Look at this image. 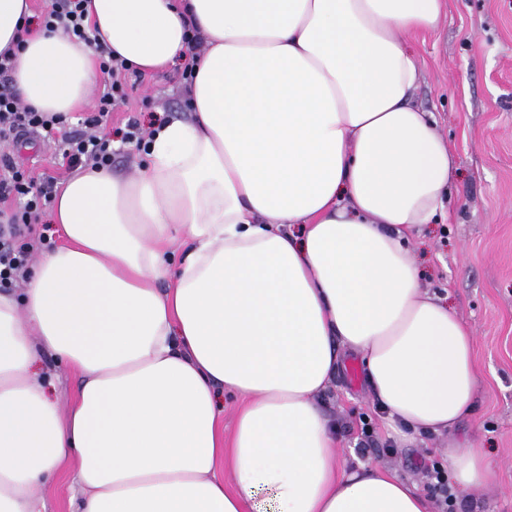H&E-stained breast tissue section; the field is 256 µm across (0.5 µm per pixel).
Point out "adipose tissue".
<instances>
[{"label": "adipose tissue", "mask_w": 512, "mask_h": 512, "mask_svg": "<svg viewBox=\"0 0 512 512\" xmlns=\"http://www.w3.org/2000/svg\"><path fill=\"white\" fill-rule=\"evenodd\" d=\"M445 0H87L99 43L134 70L205 44L190 117L155 126L141 174L80 169L51 216L64 242L23 294L0 291V512H432L375 465L343 463L319 401L342 351L402 440L474 407L470 327L420 286L410 234L445 209L457 158L412 95L404 36ZM0 0V52L24 36V103L89 102L93 50L25 31ZM78 377L60 410L42 355ZM240 398L231 434L221 393ZM459 491L490 486L484 449L448 445ZM69 497V482L66 475L62 474L46 494L47 511L68 512L70 510Z\"/></svg>", "instance_id": "1"}]
</instances>
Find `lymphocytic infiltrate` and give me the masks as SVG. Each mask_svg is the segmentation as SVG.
<instances>
[{
    "mask_svg": "<svg viewBox=\"0 0 512 512\" xmlns=\"http://www.w3.org/2000/svg\"><path fill=\"white\" fill-rule=\"evenodd\" d=\"M85 0H52L42 16L47 30L63 29L82 41H89L85 27ZM100 69L109 76L92 112L77 123L61 115L39 112L26 106L12 85L13 60L10 53L0 54V143H13L37 134L57 142L67 169L111 167L112 141L103 128L109 112L127 99L120 80L125 70L122 61L104 46H96ZM57 191L56 177H38L18 165L7 153L0 154V202L10 203L6 221L0 225V287L23 283L34 252L45 245L47 235L43 216Z\"/></svg>",
    "mask_w": 512,
    "mask_h": 512,
    "instance_id": "1",
    "label": "lymphocytic infiltrate"
}]
</instances>
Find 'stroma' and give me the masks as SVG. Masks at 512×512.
<instances>
[{
	"label": "stroma",
	"mask_w": 512,
	"mask_h": 512,
	"mask_svg": "<svg viewBox=\"0 0 512 512\" xmlns=\"http://www.w3.org/2000/svg\"><path fill=\"white\" fill-rule=\"evenodd\" d=\"M437 31L407 36L422 74L414 101L431 112L453 148L459 176L448 213L416 235L410 247L423 271L422 285L445 297L474 336L478 385L470 416L447 437L408 443L386 456L392 433L367 390L363 368L347 357L321 397L339 423L337 452L347 465H379L415 483L430 497L438 492L423 474L426 465L447 467L449 440L486 449L493 485L456 495L448 512H512V0H447ZM129 100L112 113V170L134 177L144 168L142 151L122 141L129 117L142 129L155 120L185 115L186 95L171 71L127 74ZM16 161L67 180L54 144L39 138L13 146ZM374 448L360 454L362 424Z\"/></svg>",
	"instance_id": "1"
}]
</instances>
